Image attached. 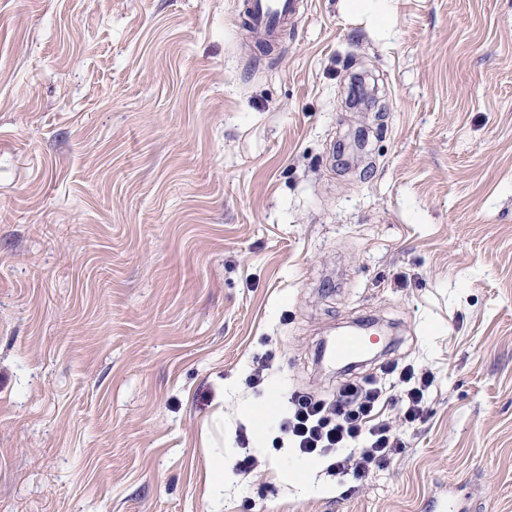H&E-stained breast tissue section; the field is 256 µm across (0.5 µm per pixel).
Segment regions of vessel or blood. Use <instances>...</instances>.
<instances>
[{
  "instance_id": "b4317fda",
  "label": "vessel or blood",
  "mask_w": 512,
  "mask_h": 512,
  "mask_svg": "<svg viewBox=\"0 0 512 512\" xmlns=\"http://www.w3.org/2000/svg\"><path fill=\"white\" fill-rule=\"evenodd\" d=\"M302 7L303 0H241L240 28L249 41L276 49ZM367 352L365 338L355 331L344 332L321 348L323 358L338 364L363 357Z\"/></svg>"
}]
</instances>
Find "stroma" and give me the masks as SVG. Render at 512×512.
Instances as JSON below:
<instances>
[{
  "mask_svg": "<svg viewBox=\"0 0 512 512\" xmlns=\"http://www.w3.org/2000/svg\"><path fill=\"white\" fill-rule=\"evenodd\" d=\"M238 5L0 0V512H512V0H306L271 56ZM388 363L428 412L364 484L257 427ZM368 352L365 338L356 331H346L321 348V359L336 364L363 357Z\"/></svg>",
  "mask_w": 512,
  "mask_h": 512,
  "instance_id": "35a3bbf8",
  "label": "stroma"
}]
</instances>
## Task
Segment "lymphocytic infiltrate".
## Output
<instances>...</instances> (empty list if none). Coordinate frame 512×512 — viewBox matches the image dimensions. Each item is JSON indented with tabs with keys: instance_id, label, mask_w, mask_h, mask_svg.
Listing matches in <instances>:
<instances>
[{
	"instance_id": "f902f5d3",
	"label": "lymphocytic infiltrate",
	"mask_w": 512,
	"mask_h": 512,
	"mask_svg": "<svg viewBox=\"0 0 512 512\" xmlns=\"http://www.w3.org/2000/svg\"><path fill=\"white\" fill-rule=\"evenodd\" d=\"M431 383L412 366H388L381 378L339 384L326 398L296 393L280 429L301 456L332 458L337 473L362 480L402 448L392 423L380 417L392 392L400 394L401 418L412 423L426 413Z\"/></svg>"
}]
</instances>
